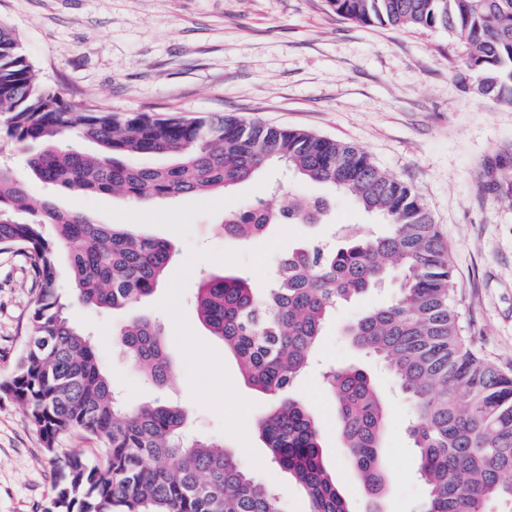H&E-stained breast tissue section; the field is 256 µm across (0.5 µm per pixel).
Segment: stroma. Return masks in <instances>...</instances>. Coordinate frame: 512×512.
Listing matches in <instances>:
<instances>
[{
	"label": "stroma",
	"instance_id": "stroma-1",
	"mask_svg": "<svg viewBox=\"0 0 512 512\" xmlns=\"http://www.w3.org/2000/svg\"><path fill=\"white\" fill-rule=\"evenodd\" d=\"M0 24L13 29L43 83L64 99L115 112L154 116L232 113L302 129L366 152L407 182L428 208L453 265L452 292L476 349L512 372V106L479 95L465 76L458 36L408 26H363L336 16L326 0H0ZM32 201L53 196L102 224L127 225L170 240L177 254L167 280L134 312L159 320L173 364L159 387L122 352L118 333L130 313L69 299L71 318L90 340L128 406L168 401L186 413L193 436L217 437L250 472L279 490L284 512L309 501L269 456L258 420L270 399L244 384L235 358L198 321L200 281L245 274L268 287L278 258L305 234L296 224L245 243L226 238L225 212L255 199L273 208L294 197L327 199L329 231L384 226L344 193L273 166L204 198L137 202L124 195H74L27 178ZM396 282L338 304L315 359L289 388L321 426L327 469L351 512L372 504L351 468L326 388L333 368L359 366L385 400L382 453L387 466L382 512H421L427 489L407 431L410 408L391 375L350 342L346 327L369 307L388 303ZM36 294L25 259L0 249V379L10 376L27 340ZM102 460L95 438L67 432L46 453L26 410L0 401V512H49L62 458Z\"/></svg>",
	"mask_w": 512,
	"mask_h": 512
}]
</instances>
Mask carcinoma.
I'll use <instances>...</instances> for the list:
<instances>
[{"label":"carcinoma","mask_w":512,"mask_h":512,"mask_svg":"<svg viewBox=\"0 0 512 512\" xmlns=\"http://www.w3.org/2000/svg\"><path fill=\"white\" fill-rule=\"evenodd\" d=\"M336 15L362 25L444 30L467 45L462 68L476 91L512 104V0H328ZM23 153L41 182L133 200L173 199L226 190L279 163L305 181L351 195L386 230L344 232L339 245L308 241L281 255L259 296L242 276L200 283L196 309L210 335L236 359L246 383L273 399L259 421L272 459L298 482L310 512H350L327 470L311 408L286 396L312 360L326 319L341 301L399 275L398 293L350 326L355 348L383 360L413 415L418 477L428 488L423 512H512V375L473 347L451 296L450 252L425 205L406 182L382 172L359 148L312 132L233 115L154 118L65 104L41 83L13 31L0 25V136ZM93 141L90 155L62 146ZM157 155L164 162H132ZM322 199L275 210L261 202L224 214V236L239 242L276 224L323 223ZM56 229V239L45 226ZM69 248L75 296L100 310H131L151 297L174 261L171 242L130 227L99 224L50 199L35 206L25 181L0 165V248L29 261L38 294L13 374L0 400L24 406L45 451L58 436L83 431L102 443L103 462L67 457L52 489L51 512H283L279 493L243 470L224 441L190 439L183 411L153 402L135 408L116 396L79 325L65 313L57 283L59 245ZM120 345L139 372L159 384L170 364L161 327L137 318ZM338 430L352 469L380 512L386 471L381 443L386 408L359 367L332 371Z\"/></svg>","instance_id":"1"}]
</instances>
